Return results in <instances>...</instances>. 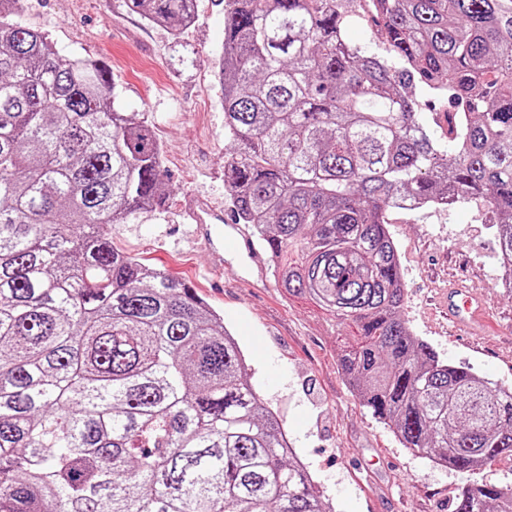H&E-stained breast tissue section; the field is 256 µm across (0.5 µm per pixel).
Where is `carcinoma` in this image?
Masks as SVG:
<instances>
[{"mask_svg": "<svg viewBox=\"0 0 512 512\" xmlns=\"http://www.w3.org/2000/svg\"><path fill=\"white\" fill-rule=\"evenodd\" d=\"M196 0H127L180 33ZM224 0V187L290 296L361 331L338 363L403 447L459 470L512 456V390L441 360L402 316L385 214L483 203L512 265V0ZM0 0V512H331L224 322L112 246L164 204L143 114ZM441 95L437 136L427 103ZM453 512H512L472 484ZM353 9L356 10V13L359 17H356L350 29L348 30V37L351 41L361 44L365 46L367 49L374 51L377 49L375 44H379L376 38V30L374 26H371V23L368 22L367 14H364L361 8H358L356 5H353Z\"/></svg>", "mask_w": 512, "mask_h": 512, "instance_id": "obj_1", "label": "carcinoma"}]
</instances>
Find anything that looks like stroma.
<instances>
[{"label": "stroma", "instance_id": "35a3bbf8", "mask_svg": "<svg viewBox=\"0 0 512 512\" xmlns=\"http://www.w3.org/2000/svg\"><path fill=\"white\" fill-rule=\"evenodd\" d=\"M47 32L60 55L108 63L124 112L146 113L161 149L164 209L112 228L114 247L187 282L224 320L261 397L281 416L297 457L334 512H452L463 487H512V459L476 472L439 466L403 448L362 406L338 366L340 340L357 328L307 297H292L275 269L259 273L246 252L224 251L214 276L210 254L181 213L186 195L228 207L224 189V103L212 67L224 54V9L196 0L181 33L132 13L126 0H22L16 17ZM486 211L472 203L387 213L406 288L403 316L440 358L512 389V288ZM464 272L489 315L457 336L441 304L448 279Z\"/></svg>", "mask_w": 512, "mask_h": 512}]
</instances>
